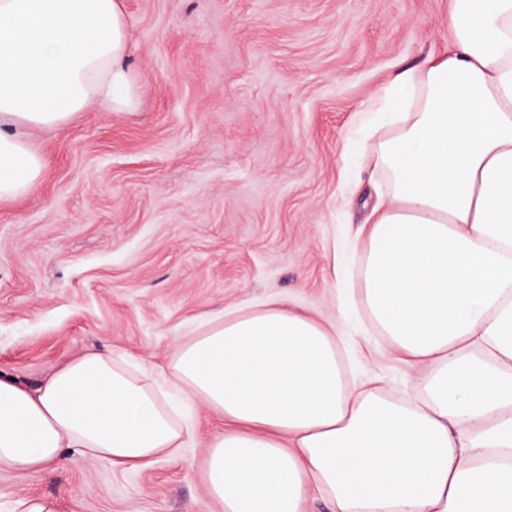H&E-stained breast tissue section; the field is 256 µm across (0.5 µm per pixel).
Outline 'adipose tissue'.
Listing matches in <instances>:
<instances>
[{"mask_svg":"<svg viewBox=\"0 0 512 512\" xmlns=\"http://www.w3.org/2000/svg\"><path fill=\"white\" fill-rule=\"evenodd\" d=\"M451 41L365 109L361 162L388 193L358 232L349 297L410 369L416 399L347 380L324 325L276 302L223 317L168 362V389L109 353L37 390L0 376V469L68 448L147 467L195 441L176 390L224 420L205 451L223 512H512V0H452ZM122 0H0V200L30 194L32 127L137 104Z\"/></svg>","mask_w":512,"mask_h":512,"instance_id":"ef3b65f1","label":"adipose tissue"}]
</instances>
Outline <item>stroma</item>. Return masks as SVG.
Segmentation results:
<instances>
[{
	"label": "stroma",
	"instance_id": "obj_1",
	"mask_svg": "<svg viewBox=\"0 0 512 512\" xmlns=\"http://www.w3.org/2000/svg\"><path fill=\"white\" fill-rule=\"evenodd\" d=\"M450 0H123L130 112L92 103L32 129L46 169L0 201V373L35 388L67 361L111 351L151 372L191 329L277 301L341 336L349 380L398 398L417 378L363 312L351 245L382 173L346 149L395 75L449 41ZM195 447L142 469L68 450L0 470V512H221L202 458L223 420L189 412Z\"/></svg>",
	"mask_w": 512,
	"mask_h": 512
}]
</instances>
